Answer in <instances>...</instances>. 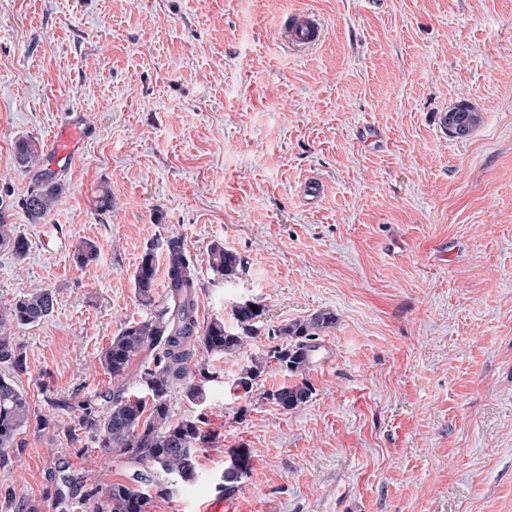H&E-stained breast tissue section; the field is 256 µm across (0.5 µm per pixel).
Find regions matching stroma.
<instances>
[{
  "label": "stroma",
  "mask_w": 512,
  "mask_h": 512,
  "mask_svg": "<svg viewBox=\"0 0 512 512\" xmlns=\"http://www.w3.org/2000/svg\"><path fill=\"white\" fill-rule=\"evenodd\" d=\"M302 12L322 34L298 51ZM461 103L482 117L465 139L442 125ZM73 112L78 156L19 167L16 142L48 149ZM43 169L65 186L63 252L21 207ZM1 193L29 251H0V306L46 290L55 307L11 333L32 416L0 454V512H56L62 466L126 481L125 457L66 430L114 390L99 356L146 318L132 275L172 240L198 267L199 325L258 314L240 353L196 349L206 399L170 406L214 439L151 512L220 495L235 448L238 512H512V0H0ZM323 310L336 324L303 375L272 363L239 386L273 329ZM301 382L300 407L267 397ZM210 262L214 271L221 275H233L239 264L238 256L224 248V246L214 245L210 249ZM251 471V457L245 448H237L231 454L230 464L224 470V490L232 491Z\"/></svg>",
  "instance_id": "35a3bbf8"
}]
</instances>
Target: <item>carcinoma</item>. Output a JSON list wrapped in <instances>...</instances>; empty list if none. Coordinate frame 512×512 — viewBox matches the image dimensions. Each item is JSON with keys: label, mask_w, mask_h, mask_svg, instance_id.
I'll use <instances>...</instances> for the list:
<instances>
[{"label": "carcinoma", "mask_w": 512, "mask_h": 512, "mask_svg": "<svg viewBox=\"0 0 512 512\" xmlns=\"http://www.w3.org/2000/svg\"><path fill=\"white\" fill-rule=\"evenodd\" d=\"M462 123L469 132L481 123V114L471 106L464 112H448L444 125ZM16 160L21 168H31L41 160L37 144L21 139L16 144ZM64 185L42 173L22 202V208L34 224L46 221ZM12 205L0 198V250L22 259L26 255L27 240L16 233L10 221ZM98 248L85 241L75 254L80 265L97 257ZM214 271L230 276L239 264L238 256L222 246L210 249ZM156 263L152 249H147L133 273L135 292L139 300L151 308L149 316L140 321H129L112 338L109 347L100 356L102 367L118 385L112 394L98 399H86L80 405V425L97 437L98 452L106 457L118 450L127 462L138 465L128 480L102 484L87 475L59 471L60 487L56 491L55 508L68 512L69 496L66 490L84 489L83 502L87 512H151V489L158 496H168L171 487L190 483L198 475L197 453L208 443V434L201 428L203 418L175 420L170 407L172 392L182 390L196 402L204 399L201 383L190 380L189 363L196 345L227 356L239 353L252 335L246 327L240 335L229 333L219 320L199 328L196 317L198 280L191 258L177 241L168 245L165 257L166 293L156 300ZM54 309V296L41 291L19 297L0 309V364L15 369L24 365L23 356L11 341V330L40 323ZM336 323L330 311H321L309 318L289 322L273 330L282 343L270 348L264 357L254 358L242 370L238 384L245 389L264 373L274 361L287 373L301 375L312 363L313 352L319 348L321 333ZM152 356V364L140 366V391L128 392L126 376L140 355ZM311 388L307 383L282 386L266 396L285 410L294 409L308 401ZM31 421V407L26 396L14 382L0 375V451L15 447L22 431ZM251 471V457L245 448L231 454L230 464L224 469V490H234L236 484Z\"/></svg>", "instance_id": "cac0c4a2"}]
</instances>
